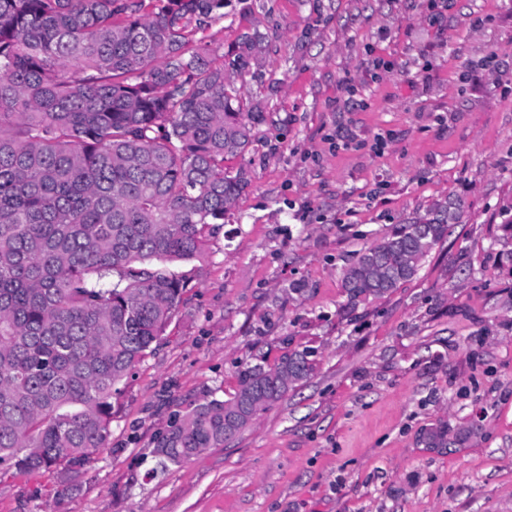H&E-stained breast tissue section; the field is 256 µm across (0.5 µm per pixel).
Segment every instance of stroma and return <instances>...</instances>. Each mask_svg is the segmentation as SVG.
I'll list each match as a JSON object with an SVG mask.
<instances>
[{"mask_svg": "<svg viewBox=\"0 0 512 512\" xmlns=\"http://www.w3.org/2000/svg\"><path fill=\"white\" fill-rule=\"evenodd\" d=\"M264 39L246 186L69 489L0 466V512H512V0H225ZM482 27H475L476 18ZM389 61L375 69L374 59ZM447 202L411 281L349 306L342 273ZM313 374L223 447L161 469L158 438L237 374Z\"/></svg>", "mask_w": 512, "mask_h": 512, "instance_id": "obj_1", "label": "stroma"}]
</instances>
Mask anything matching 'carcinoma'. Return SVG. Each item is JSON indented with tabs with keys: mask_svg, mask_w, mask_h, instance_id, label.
Masks as SVG:
<instances>
[{
	"mask_svg": "<svg viewBox=\"0 0 512 512\" xmlns=\"http://www.w3.org/2000/svg\"><path fill=\"white\" fill-rule=\"evenodd\" d=\"M224 0H0V466L78 478L112 398L183 302L169 264L203 258L245 187L244 111L212 27ZM243 32L241 54L261 50ZM448 205L343 271L348 303L413 279ZM313 372L306 352L248 365L157 441L160 464L224 445V408L258 416Z\"/></svg>",
	"mask_w": 512,
	"mask_h": 512,
	"instance_id": "cac0c4a2",
	"label": "carcinoma"
}]
</instances>
